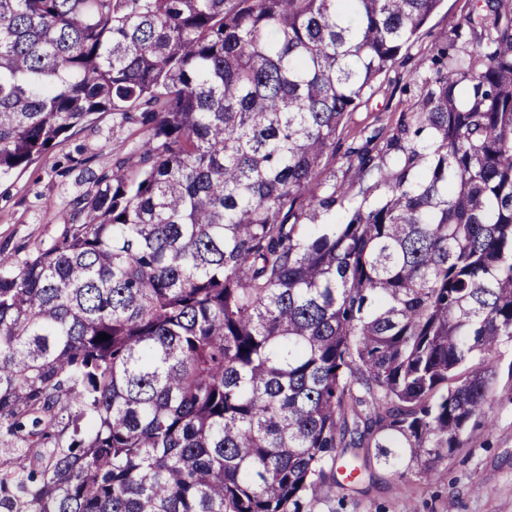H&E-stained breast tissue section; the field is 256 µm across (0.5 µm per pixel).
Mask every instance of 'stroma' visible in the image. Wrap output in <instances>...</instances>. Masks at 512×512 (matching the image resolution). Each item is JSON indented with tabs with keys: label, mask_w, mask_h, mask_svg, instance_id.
Segmentation results:
<instances>
[{
	"label": "stroma",
	"mask_w": 512,
	"mask_h": 512,
	"mask_svg": "<svg viewBox=\"0 0 512 512\" xmlns=\"http://www.w3.org/2000/svg\"><path fill=\"white\" fill-rule=\"evenodd\" d=\"M471 5L472 0H442L410 48L411 58L425 55L449 21ZM408 70L397 66L377 82L368 102L348 118L340 147L407 108L409 97L401 88ZM140 140L138 125L101 112L0 182V251L25 255L47 247L60 234L71 203L110 174L117 160L129 157ZM491 400L490 420L470 423L461 447L439 465L432 481L399 477L372 457L352 481L329 466L323 482L303 496L301 512H512V345L500 349Z\"/></svg>",
	"instance_id": "1"
}]
</instances>
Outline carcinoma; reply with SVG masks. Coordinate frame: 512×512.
Masks as SVG:
<instances>
[{
	"label": "carcinoma",
	"mask_w": 512,
	"mask_h": 512,
	"mask_svg": "<svg viewBox=\"0 0 512 512\" xmlns=\"http://www.w3.org/2000/svg\"><path fill=\"white\" fill-rule=\"evenodd\" d=\"M439 3L0 0V177L98 112L143 134L0 254V512H301L337 449L427 482L491 417L512 0L448 24L356 181L327 171Z\"/></svg>",
	"instance_id": "obj_1"
}]
</instances>
